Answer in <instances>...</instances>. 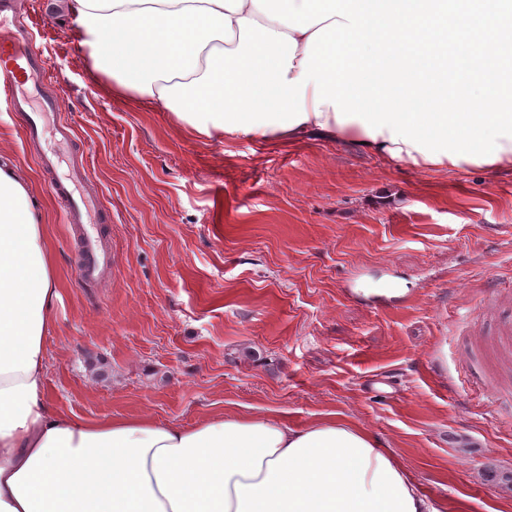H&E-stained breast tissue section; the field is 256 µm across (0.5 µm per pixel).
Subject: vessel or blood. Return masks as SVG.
Listing matches in <instances>:
<instances>
[{
	"label": "vessel or blood",
	"instance_id": "1",
	"mask_svg": "<svg viewBox=\"0 0 512 512\" xmlns=\"http://www.w3.org/2000/svg\"><path fill=\"white\" fill-rule=\"evenodd\" d=\"M39 29L13 8L10 0H0V101L14 111L28 115L25 133L42 138L46 127H53L55 151L42 153V167L54 169L74 138L71 124L61 117L58 98L43 97L39 108H31L29 94L44 84L46 67L35 50ZM88 173L79 162H71L56 180L55 192L61 197L69 223L78 225L82 235L79 275L85 282L97 280L109 258V247L95 231L102 215L98 193L89 189Z\"/></svg>",
	"mask_w": 512,
	"mask_h": 512
}]
</instances>
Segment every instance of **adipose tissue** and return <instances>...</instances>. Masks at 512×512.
<instances>
[{
  "label": "adipose tissue",
  "instance_id": "obj_1",
  "mask_svg": "<svg viewBox=\"0 0 512 512\" xmlns=\"http://www.w3.org/2000/svg\"><path fill=\"white\" fill-rule=\"evenodd\" d=\"M71 18L93 78L113 97L166 111L162 87L201 77L212 48L236 49L252 0H54ZM297 125L207 139H345L383 161L434 163L389 132L338 122L332 106ZM44 226L25 177L0 166V512H446L363 427L330 413L303 427L216 415L191 427L147 418L91 422L47 405L44 339L57 296Z\"/></svg>",
  "mask_w": 512,
  "mask_h": 512
}]
</instances>
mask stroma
I'll return each mask as SVG.
<instances>
[{"label": "stroma", "instance_id": "35a3bbf8", "mask_svg": "<svg viewBox=\"0 0 512 512\" xmlns=\"http://www.w3.org/2000/svg\"><path fill=\"white\" fill-rule=\"evenodd\" d=\"M43 32L46 94L99 192L112 265L78 276L80 231L0 104V160L41 205L59 297L46 401L88 421L338 413L461 512H512V370L473 359L512 323V171L389 165L345 142L207 141L93 82L75 24Z\"/></svg>", "mask_w": 512, "mask_h": 512}]
</instances>
